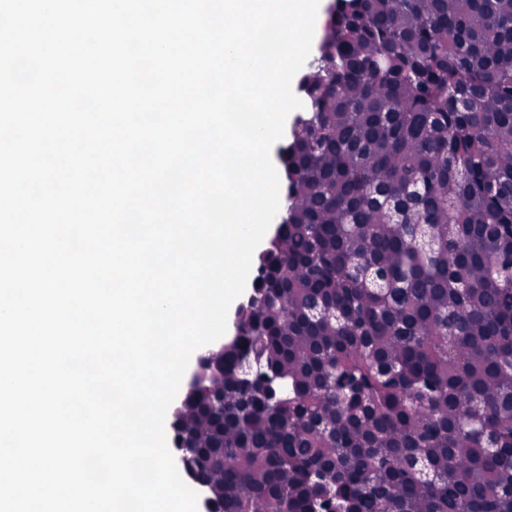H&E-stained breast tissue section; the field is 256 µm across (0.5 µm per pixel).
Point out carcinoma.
<instances>
[{"label": "carcinoma", "instance_id": "1", "mask_svg": "<svg viewBox=\"0 0 512 512\" xmlns=\"http://www.w3.org/2000/svg\"><path fill=\"white\" fill-rule=\"evenodd\" d=\"M288 221L184 396L223 512H512V0H339Z\"/></svg>", "mask_w": 512, "mask_h": 512}]
</instances>
